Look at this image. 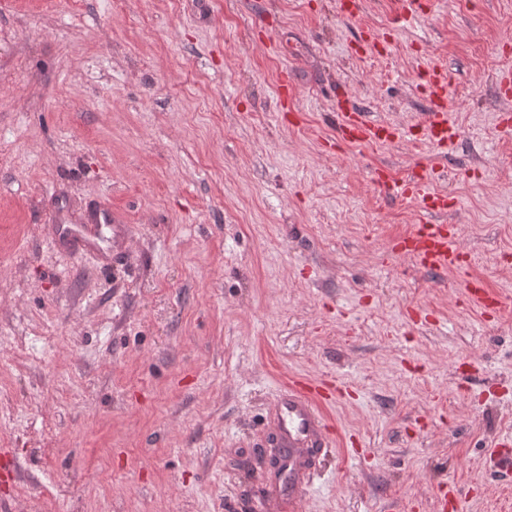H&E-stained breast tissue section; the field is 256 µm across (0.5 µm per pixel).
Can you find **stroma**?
Segmentation results:
<instances>
[{
    "instance_id": "obj_1",
    "label": "stroma",
    "mask_w": 512,
    "mask_h": 512,
    "mask_svg": "<svg viewBox=\"0 0 512 512\" xmlns=\"http://www.w3.org/2000/svg\"><path fill=\"white\" fill-rule=\"evenodd\" d=\"M0 0V503L8 512H512V0ZM373 30L378 45L360 40ZM453 146L336 144V89ZM445 197L459 276L392 254ZM103 203L126 253L52 239ZM333 447L304 496L264 466L295 380ZM424 90L430 101L429 112L425 113V125L428 137L433 145L444 148L452 144L457 136L454 126L448 123L445 100L450 85V76L442 68L436 67L426 71ZM378 178L379 179L376 181V183L379 186L390 190L395 197L411 198L422 196L423 199L429 197L433 198V207H431L433 211L444 209V206H441L440 203L439 205H436V201L440 199V196H430V194L427 192L426 183L420 178H413L404 181H393L391 180L390 176L383 170L378 172ZM463 288L468 298L484 310L490 309L491 307L494 308L497 305V299L486 291L480 281L464 278Z\"/></svg>"
}]
</instances>
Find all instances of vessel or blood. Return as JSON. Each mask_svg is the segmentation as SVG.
I'll return each mask as SVG.
<instances>
[{"mask_svg": "<svg viewBox=\"0 0 512 512\" xmlns=\"http://www.w3.org/2000/svg\"><path fill=\"white\" fill-rule=\"evenodd\" d=\"M450 85L446 70L436 67L426 71L424 90L430 101L425 114L428 137L433 145L444 148L455 141L457 132L448 122L445 100ZM411 133L401 127L368 120L364 113L347 104H340L336 126V140L340 143L377 144L396 139H409ZM378 184L394 196L411 198L426 196L427 185L422 179L391 180L386 172H379ZM54 238L70 251L84 255L98 264L108 265L122 252L125 226L109 208L96 210L81 224H55ZM454 228L444 224H420L409 235L397 239L395 252L411 256L422 267L431 270H462V255L452 244ZM331 391L324 382L308 384L297 382L283 393L275 406L282 423L275 446L288 448H327L331 445L319 406L330 399Z\"/></svg>", "mask_w": 512, "mask_h": 512, "instance_id": "vessel-or-blood-1", "label": "vessel or blood"}]
</instances>
